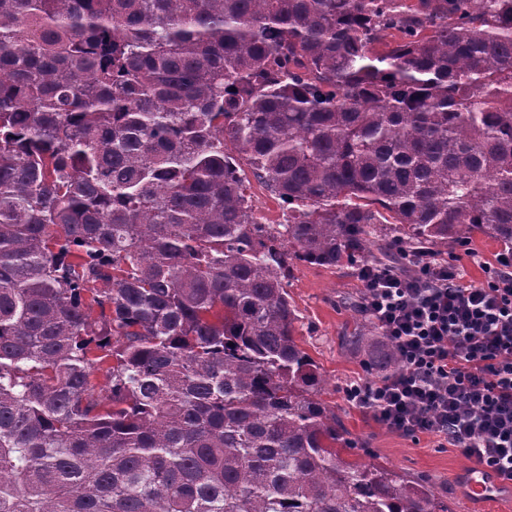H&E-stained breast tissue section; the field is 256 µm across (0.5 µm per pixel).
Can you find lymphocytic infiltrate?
<instances>
[{"label":"lymphocytic infiltrate","mask_w":512,"mask_h":512,"mask_svg":"<svg viewBox=\"0 0 512 512\" xmlns=\"http://www.w3.org/2000/svg\"><path fill=\"white\" fill-rule=\"evenodd\" d=\"M500 264L480 284L448 263L364 265L362 307L401 367L345 395L389 431L443 437L512 482V258Z\"/></svg>","instance_id":"obj_1"}]
</instances>
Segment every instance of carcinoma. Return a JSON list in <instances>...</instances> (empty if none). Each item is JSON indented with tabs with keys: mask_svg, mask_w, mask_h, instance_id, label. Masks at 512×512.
<instances>
[{
	"mask_svg": "<svg viewBox=\"0 0 512 512\" xmlns=\"http://www.w3.org/2000/svg\"><path fill=\"white\" fill-rule=\"evenodd\" d=\"M375 224L512 253V0H0V512H451L294 336ZM240 167V175L247 187V194L250 196L256 214L262 217L263 224H281L283 222V202L253 177L244 162H241Z\"/></svg>",
	"mask_w": 512,
	"mask_h": 512,
	"instance_id": "cac0c4a2",
	"label": "carcinoma"
}]
</instances>
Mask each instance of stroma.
<instances>
[{"label":"stroma","instance_id":"1","mask_svg":"<svg viewBox=\"0 0 512 512\" xmlns=\"http://www.w3.org/2000/svg\"><path fill=\"white\" fill-rule=\"evenodd\" d=\"M501 253L497 241L478 233L469 242L449 245L440 260L455 262L467 281L478 284L485 280L487 268L497 265ZM361 265L358 259L336 268L297 263L288 287L298 315L296 341L322 373V398L358 443L359 460L386 466L407 477L426 479L452 512H512V495L485 503L472 501L466 495L459 474L470 462L443 438L426 433L405 437L391 432L378 424L370 412L348 402L345 387L363 377L366 355L350 348L346 338L371 322L368 315L351 305L361 293L357 275Z\"/></svg>","mask_w":512,"mask_h":512}]
</instances>
